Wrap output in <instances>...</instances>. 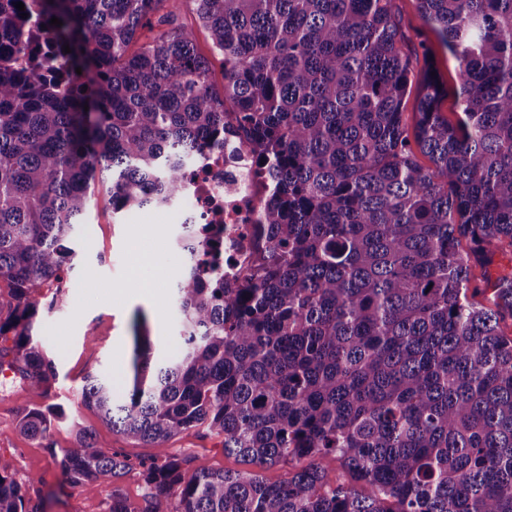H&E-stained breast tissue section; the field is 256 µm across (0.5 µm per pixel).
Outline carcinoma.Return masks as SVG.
I'll return each instance as SVG.
<instances>
[{
	"label": "carcinoma",
	"mask_w": 512,
	"mask_h": 512,
	"mask_svg": "<svg viewBox=\"0 0 512 512\" xmlns=\"http://www.w3.org/2000/svg\"><path fill=\"white\" fill-rule=\"evenodd\" d=\"M16 2L0 0V366L49 387L56 300L36 295L67 287L92 185L110 181L114 214L168 206L188 156L223 146L229 103L274 183L253 271L224 287V225H183L177 355L153 359L136 312L129 397L89 373L82 404L155 448L203 428L259 467L310 460L268 483L165 453L140 463L139 507L117 486L129 459L79 429L69 483L112 488L109 512H512V0H416L457 63L455 125L394 0H190L221 90L175 26L181 0ZM463 237L481 267L507 261L496 277L474 278ZM57 417L18 425L45 439ZM328 457L355 484L333 483ZM0 512H41L2 458Z\"/></svg>",
	"instance_id": "obj_1"
}]
</instances>
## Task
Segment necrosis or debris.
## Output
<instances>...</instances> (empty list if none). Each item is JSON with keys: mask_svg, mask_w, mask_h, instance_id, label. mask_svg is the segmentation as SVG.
Here are the masks:
<instances>
[{"mask_svg": "<svg viewBox=\"0 0 512 512\" xmlns=\"http://www.w3.org/2000/svg\"><path fill=\"white\" fill-rule=\"evenodd\" d=\"M224 145L196 152L184 169L183 193L173 203L188 224H220V265L227 282L236 283L253 267L263 203L272 184L251 143L224 116Z\"/></svg>", "mask_w": 512, "mask_h": 512, "instance_id": "obj_1", "label": "necrosis or debris"}]
</instances>
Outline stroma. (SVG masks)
Instances as JSON below:
<instances>
[{
    "mask_svg": "<svg viewBox=\"0 0 512 512\" xmlns=\"http://www.w3.org/2000/svg\"><path fill=\"white\" fill-rule=\"evenodd\" d=\"M396 7L406 35L420 37L433 47L448 88L440 108L450 123H457L460 80L452 56L436 32L420 20L415 0H396ZM85 222L76 238L63 301L42 321L47 328L46 351L58 365L56 383L44 394L19 375L0 378V458L11 463L14 479L33 500L41 502L43 512H108L109 487L91 481L70 485L58 465L80 427L94 430L107 452L130 458L133 468L119 485L130 502H142L146 488L138 464L156 456V449L112 431L82 405L79 390L86 374L94 372L108 373L118 390L126 389L131 378V322L136 312L148 318L156 356L174 355L180 343L176 324L169 317L175 286L164 276L179 264L180 257L173 246L175 228L165 210L144 208L114 217L110 186L99 182ZM49 405L64 409L66 421L54 423L45 439L23 435L18 427L20 415ZM166 451L198 456L215 470L251 468L247 461L225 454L220 438L203 430L174 437Z\"/></svg>",
    "mask_w": 512,
    "mask_h": 512,
    "instance_id": "1",
    "label": "stroma"
}]
</instances>
